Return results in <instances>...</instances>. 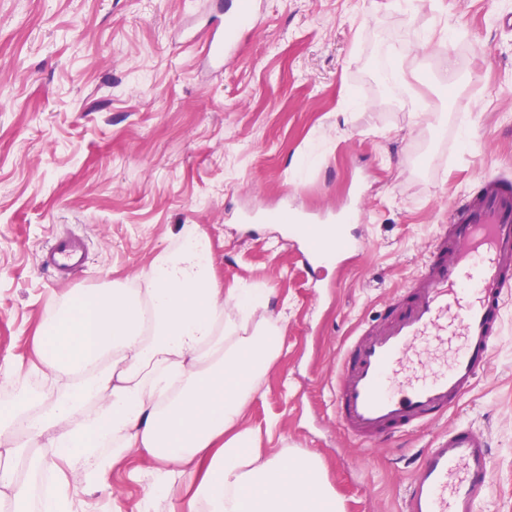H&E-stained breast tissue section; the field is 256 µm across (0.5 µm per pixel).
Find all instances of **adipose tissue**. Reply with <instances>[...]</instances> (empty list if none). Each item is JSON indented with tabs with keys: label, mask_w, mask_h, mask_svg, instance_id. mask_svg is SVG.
<instances>
[{
	"label": "adipose tissue",
	"mask_w": 512,
	"mask_h": 512,
	"mask_svg": "<svg viewBox=\"0 0 512 512\" xmlns=\"http://www.w3.org/2000/svg\"><path fill=\"white\" fill-rule=\"evenodd\" d=\"M271 289L221 288L195 228L158 252L139 287L72 293L43 324L40 362L67 381L51 403L0 410V433L25 424L11 454L45 447L68 474L41 512H76L73 484L98 485L129 451L153 459L147 502L181 494V512H343L307 450L267 453L245 423L286 348Z\"/></svg>",
	"instance_id": "obj_1"
}]
</instances>
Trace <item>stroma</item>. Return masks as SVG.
<instances>
[{
	"mask_svg": "<svg viewBox=\"0 0 512 512\" xmlns=\"http://www.w3.org/2000/svg\"><path fill=\"white\" fill-rule=\"evenodd\" d=\"M206 0H0V392L54 399L36 329L70 293L136 287L185 225L211 241L223 288L272 289L288 350L248 423L267 446L313 453L345 512H401L421 448L469 422L491 443L479 512H512V297L489 368L441 420L361 449L337 424L345 341L386 317L427 247L484 176H512V0H265L223 71L204 68ZM428 98L414 111L403 82ZM360 205L345 224L367 247L309 270L253 207ZM84 238L68 279L45 270L53 238ZM146 466L131 453L77 512H141Z\"/></svg>",
	"mask_w": 512,
	"mask_h": 512,
	"instance_id": "obj_1",
	"label": "stroma"
}]
</instances>
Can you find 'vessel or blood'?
<instances>
[{"label": "vessel or blood", "mask_w": 512, "mask_h": 512, "mask_svg": "<svg viewBox=\"0 0 512 512\" xmlns=\"http://www.w3.org/2000/svg\"><path fill=\"white\" fill-rule=\"evenodd\" d=\"M262 14L263 0H224L203 47L215 69L239 56ZM355 218L352 209L283 211L278 221L313 265L354 254L342 226ZM429 253L398 296L402 309L363 329L338 360L336 420L354 440L405 434L442 418L488 367L512 292V179L487 177L478 200L449 214ZM84 258L83 240L63 236L47 247L43 263L62 275ZM490 456L484 432L452 425L419 451L403 512H477L491 492Z\"/></svg>", "instance_id": "vessel-or-blood-1"}]
</instances>
